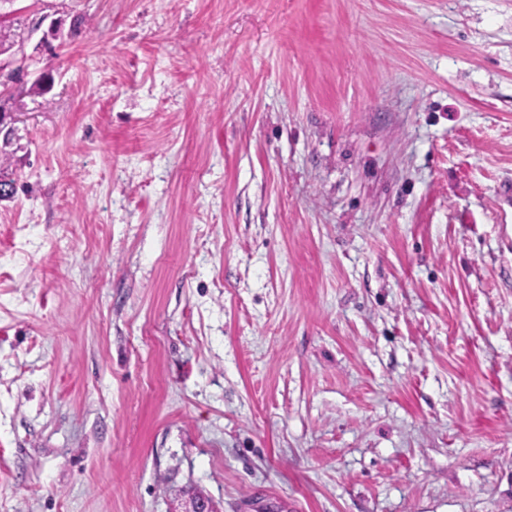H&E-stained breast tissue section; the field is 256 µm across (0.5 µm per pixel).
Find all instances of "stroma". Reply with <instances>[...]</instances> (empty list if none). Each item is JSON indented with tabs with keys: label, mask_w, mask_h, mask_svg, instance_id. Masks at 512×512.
<instances>
[{
	"label": "stroma",
	"mask_w": 512,
	"mask_h": 512,
	"mask_svg": "<svg viewBox=\"0 0 512 512\" xmlns=\"http://www.w3.org/2000/svg\"><path fill=\"white\" fill-rule=\"evenodd\" d=\"M0 512H512V0H14Z\"/></svg>",
	"instance_id": "stroma-1"
}]
</instances>
